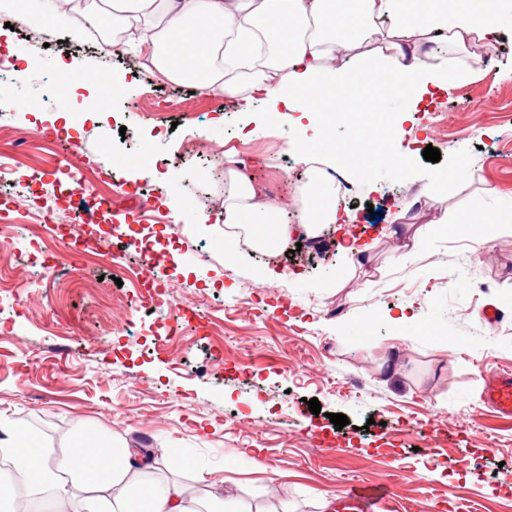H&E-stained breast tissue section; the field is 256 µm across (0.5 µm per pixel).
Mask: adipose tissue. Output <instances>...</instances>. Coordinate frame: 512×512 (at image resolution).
I'll list each match as a JSON object with an SVG mask.
<instances>
[{"instance_id": "adipose-tissue-1", "label": "adipose tissue", "mask_w": 512, "mask_h": 512, "mask_svg": "<svg viewBox=\"0 0 512 512\" xmlns=\"http://www.w3.org/2000/svg\"><path fill=\"white\" fill-rule=\"evenodd\" d=\"M0 6L61 30L76 29V17L59 10L57 0H0ZM80 17L95 25L110 19L109 50L137 49L163 80L210 90L244 112L264 105L268 125L287 112L339 111L350 89L372 85L418 107L449 81L480 75L474 63L429 64L434 47L462 48L473 37L512 31V14L496 5L476 14L463 0H91ZM365 42L370 52L352 60V49ZM387 125L386 136L367 147L354 135L339 146L306 148L314 166L292 223L285 205L228 166L226 257L237 256V229L256 250L272 254L337 223L340 201L324 168L343 162L369 176L386 164L407 177L409 161L396 148L400 124L391 118ZM0 447L10 450L13 467L12 479L0 482V504L12 499L16 487L46 486L54 492L52 512H71L78 501L85 512H253L245 504L229 506L219 491L187 498L178 484L156 479V459L95 431L75 430L64 455L54 460L35 432L0 418Z\"/></svg>"}]
</instances>
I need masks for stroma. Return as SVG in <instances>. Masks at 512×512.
<instances>
[{
	"instance_id": "obj_1",
	"label": "stroma",
	"mask_w": 512,
	"mask_h": 512,
	"mask_svg": "<svg viewBox=\"0 0 512 512\" xmlns=\"http://www.w3.org/2000/svg\"><path fill=\"white\" fill-rule=\"evenodd\" d=\"M465 53L479 78L449 83L403 125L410 182L384 165L339 170L347 222L294 253L243 243L230 260L226 150L289 205L307 181L304 145L380 128L293 112L255 132L251 114L156 79L140 55L0 11V58L20 68L0 78V167L26 172L0 181V224L14 227L0 245V415L183 457L162 480L200 496L211 471L258 512H331L353 484L387 487L393 512H512V420L481 399L488 376L512 371V235L483 245L458 221L469 205L512 208V35ZM105 72L118 84L103 110ZM429 145L439 162L424 159ZM145 154L149 174L136 169ZM435 170L449 180L433 201L419 191ZM45 212L64 232L40 224ZM352 239L363 259L338 250ZM122 243L118 269L103 254ZM154 275L169 297L151 316L140 298ZM403 308L427 336L399 338ZM333 413L348 417L342 430Z\"/></svg>"
}]
</instances>
